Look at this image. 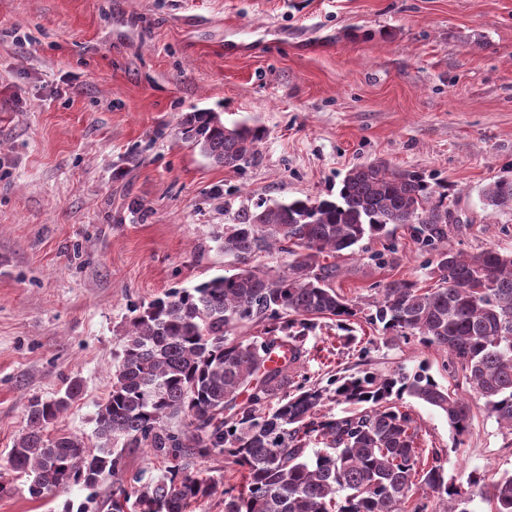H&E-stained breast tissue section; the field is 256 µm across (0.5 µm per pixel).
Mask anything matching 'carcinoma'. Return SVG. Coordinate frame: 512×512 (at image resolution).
<instances>
[{
  "mask_svg": "<svg viewBox=\"0 0 512 512\" xmlns=\"http://www.w3.org/2000/svg\"><path fill=\"white\" fill-rule=\"evenodd\" d=\"M183 129L215 163L236 170L254 157L263 135L255 126L229 128L212 112L190 113ZM484 198L494 208L512 204V180L489 185ZM390 224L413 225L434 252L435 285L391 281L365 314L332 287L336 266L320 257L386 235ZM447 224L448 184L385 161L348 170L334 200L239 206L220 236L224 252L247 260L275 247L291 257L288 272L243 269L190 290L173 288L137 308L98 405L96 450L76 435L48 434L81 393L73 379L53 399L30 400L9 470L28 476L35 498L111 477L112 512H125L131 500L138 512H192L219 490L218 482L189 472V462L221 454L243 478L224 485V512H427V503L413 500L419 492L437 499L438 512H470L472 496L491 512H512V475L487 484L471 474L464 493L445 478L438 458L423 460L419 426L400 400L442 411L459 433L469 420L463 400L426 365L413 373L362 370L325 386L298 379L317 320L336 318L355 341L352 320L361 314L384 335L445 351L462 382L512 430V254L452 252L444 245ZM246 323L259 334L233 335ZM326 400L360 409L324 414ZM178 418L185 426L171 429ZM133 448L150 449L167 463L166 475L127 483L119 459Z\"/></svg>",
  "mask_w": 512,
  "mask_h": 512,
  "instance_id": "1",
  "label": "carcinoma"
}]
</instances>
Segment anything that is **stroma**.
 Wrapping results in <instances>:
<instances>
[{"label": "stroma", "mask_w": 512, "mask_h": 512, "mask_svg": "<svg viewBox=\"0 0 512 512\" xmlns=\"http://www.w3.org/2000/svg\"><path fill=\"white\" fill-rule=\"evenodd\" d=\"M189 112L264 130L242 169L183 135ZM385 161L448 185L449 249L512 253V0H0V512H110L112 483L35 499L6 470L29 401L83 392L54 431L95 447L98 405L135 307L239 272L218 239L233 208L335 198L346 172ZM410 227L336 259L366 304L387 282L433 286ZM371 338L366 358L321 320L302 370L386 374L427 365L470 410L456 434L412 398L446 479L512 473V429L459 386L446 353ZM484 198L486 204L494 208L512 204V180L502 179L489 185Z\"/></svg>", "instance_id": "35a3bbf8"}]
</instances>
